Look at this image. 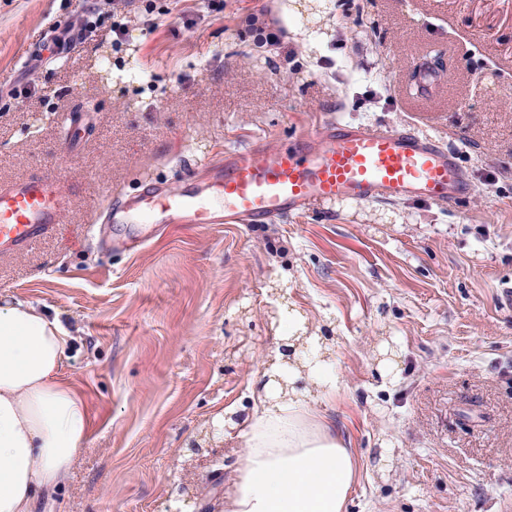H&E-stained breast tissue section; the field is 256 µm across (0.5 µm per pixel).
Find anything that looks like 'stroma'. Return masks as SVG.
<instances>
[{"label": "stroma", "instance_id": "obj_1", "mask_svg": "<svg viewBox=\"0 0 512 512\" xmlns=\"http://www.w3.org/2000/svg\"><path fill=\"white\" fill-rule=\"evenodd\" d=\"M280 0H0V180L56 175L57 233L0 258V301L56 317L62 376L91 426L31 512H222L236 419L279 357V324L325 339L340 378L307 400L351 448L345 512H512V0H350L309 44ZM94 31L50 57L44 36ZM129 36L112 45L113 21ZM276 33L257 44L258 27ZM448 80L412 95L413 58ZM86 111L78 146L70 115ZM341 116L456 150L469 201L317 204L241 224L87 228L142 177L177 182L225 150ZM151 235L138 252L108 239ZM200 445L194 454L192 445Z\"/></svg>", "mask_w": 512, "mask_h": 512}]
</instances>
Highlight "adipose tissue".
Returning <instances> with one entry per match:
<instances>
[{"label": "adipose tissue", "mask_w": 512, "mask_h": 512, "mask_svg": "<svg viewBox=\"0 0 512 512\" xmlns=\"http://www.w3.org/2000/svg\"><path fill=\"white\" fill-rule=\"evenodd\" d=\"M71 337L24 301L0 302V512H29L61 486L90 430L77 390L61 377ZM289 373L287 397L265 388L240 423L244 455L224 512H345L355 457L311 411Z\"/></svg>", "instance_id": "obj_1"}]
</instances>
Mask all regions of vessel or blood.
<instances>
[{"label":"vessel or blood","instance_id":"1","mask_svg":"<svg viewBox=\"0 0 512 512\" xmlns=\"http://www.w3.org/2000/svg\"><path fill=\"white\" fill-rule=\"evenodd\" d=\"M474 185L458 153L406 128L326 119L288 144L226 152L209 175L189 170L181 189L149 180L107 204L113 224H273L316 203L422 201L455 207ZM69 208L56 177L0 183V256L20 257L53 234Z\"/></svg>","mask_w":512,"mask_h":512}]
</instances>
